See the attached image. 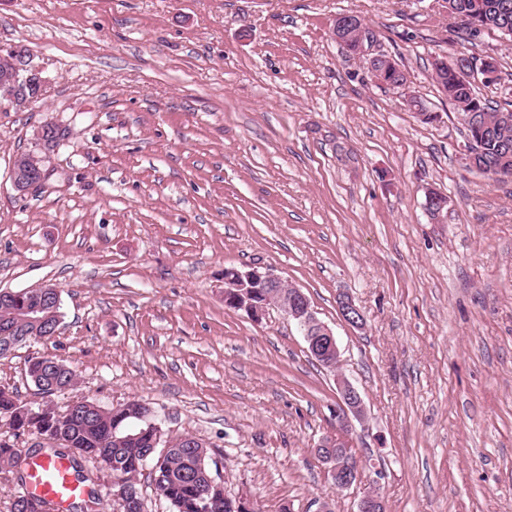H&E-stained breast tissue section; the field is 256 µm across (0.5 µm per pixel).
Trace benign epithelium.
<instances>
[{
    "mask_svg": "<svg viewBox=\"0 0 512 512\" xmlns=\"http://www.w3.org/2000/svg\"><path fill=\"white\" fill-rule=\"evenodd\" d=\"M335 37L346 53L357 56L363 52L364 37L357 38L352 31L344 36L339 29L335 30ZM26 56L27 50L21 45L5 53L0 51V108H21L42 94V78L38 73L23 68ZM479 75L487 82L495 78L489 66V58L464 70L463 80L471 82ZM61 132L62 128L53 122L39 126L34 136L42 154L31 156L26 164H13L11 179L19 196L35 193L46 185L49 178V171L45 169L46 154L60 140ZM258 284L272 289V300L253 308L250 297ZM224 299L241 308L254 320L262 317L268 305L280 307L288 319L302 326L307 349L322 367L333 372L339 365L340 351L333 331L316 317L306 295L296 287L285 289V282L272 270L257 267L247 271L236 268L224 270ZM338 310L344 322L350 326L359 327L363 324V315L349 296L338 297ZM336 385L339 399L336 433L323 438L319 444V447L328 450L327 456L319 452L316 456L326 465L334 486L342 490L351 487L361 477V464L356 455L351 453L350 418L361 421L366 411L359 392L349 381L339 378ZM358 512H386L385 502L378 494L367 495L360 500Z\"/></svg>",
    "mask_w": 512,
    "mask_h": 512,
    "instance_id": "1",
    "label": "benign epithelium"
}]
</instances>
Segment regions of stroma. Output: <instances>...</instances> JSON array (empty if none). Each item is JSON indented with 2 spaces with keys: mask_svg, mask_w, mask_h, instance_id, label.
Segmentation results:
<instances>
[{
  "mask_svg": "<svg viewBox=\"0 0 512 512\" xmlns=\"http://www.w3.org/2000/svg\"><path fill=\"white\" fill-rule=\"evenodd\" d=\"M341 14L370 28L366 55L342 53ZM448 25L442 0H0V46L25 45L45 81L0 109V289L56 285L62 312L0 359V387L35 402L29 359L64 361L78 382L52 404L143 401L257 512H357L376 490L387 512H512V181L465 165L430 66L493 55L498 80L475 90L509 102L512 42ZM380 53L441 122L370 78ZM47 121L71 135L18 197L14 160ZM254 266L307 295L337 372L282 309L225 306V268ZM340 376L367 411L346 490L315 454Z\"/></svg>",
  "mask_w": 512,
  "mask_h": 512,
  "instance_id": "stroma-1",
  "label": "stroma"
}]
</instances>
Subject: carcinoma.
<instances>
[{"label":"carcinoma","instance_id":"cac0c4a2","mask_svg":"<svg viewBox=\"0 0 512 512\" xmlns=\"http://www.w3.org/2000/svg\"><path fill=\"white\" fill-rule=\"evenodd\" d=\"M455 14L466 21L448 29V41L462 36L476 39L486 29L512 28V0H448ZM445 96L466 115L474 113L464 125L467 141L479 149L478 170L496 181L512 179V126L502 127L497 116L512 109L491 105L476 95L473 85L464 83L456 66L436 69ZM383 79L390 86L406 82V73L393 59L383 69ZM33 297L22 290L0 300V359L12 354L26 340L34 339L31 324L25 321V309ZM27 375L33 384L57 392L76 384V374L56 359L35 357L28 362ZM0 418L9 422L14 435L25 432L46 435L53 444L35 443L24 455L10 441L0 439V473L14 476L21 486L29 480V462L39 456L66 457L76 480L92 482L77 457L112 459V481L123 483L142 512L144 502L135 478L147 466L156 494L166 500L172 512H232L233 500H225L224 490L212 488L209 481H219L211 468L208 447L191 440L173 437L165 451L153 449V434L138 418L136 409L110 408L98 412L94 402L81 400L73 411L59 410L46 403H23L18 394L0 388Z\"/></svg>","mask_w":512,"mask_h":512}]
</instances>
